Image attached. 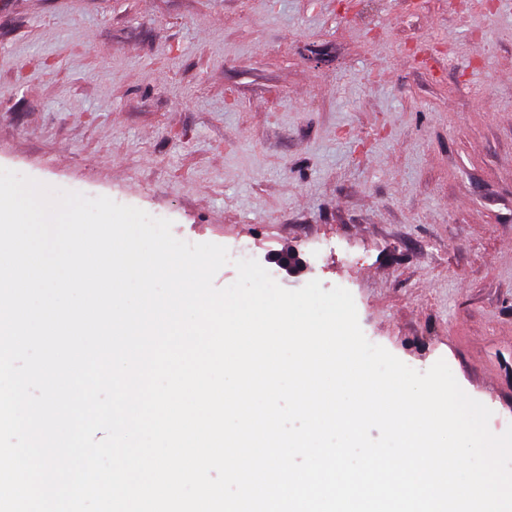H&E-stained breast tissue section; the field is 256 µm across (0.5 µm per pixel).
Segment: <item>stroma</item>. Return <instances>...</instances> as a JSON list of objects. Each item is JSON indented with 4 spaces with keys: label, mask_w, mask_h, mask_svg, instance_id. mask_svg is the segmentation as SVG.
Returning <instances> with one entry per match:
<instances>
[{
    "label": "stroma",
    "mask_w": 512,
    "mask_h": 512,
    "mask_svg": "<svg viewBox=\"0 0 512 512\" xmlns=\"http://www.w3.org/2000/svg\"><path fill=\"white\" fill-rule=\"evenodd\" d=\"M0 168L297 252L512 424V0H0Z\"/></svg>",
    "instance_id": "stroma-1"
}]
</instances>
